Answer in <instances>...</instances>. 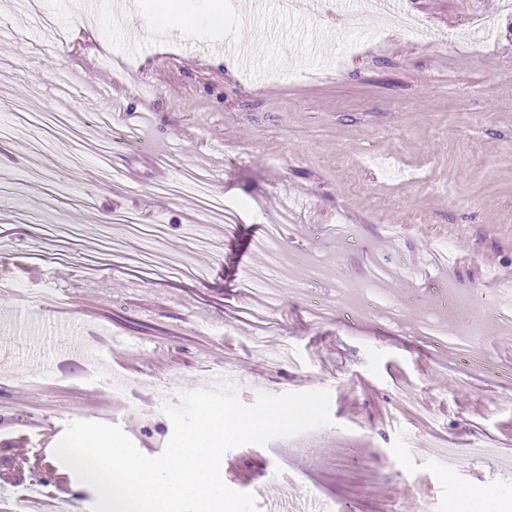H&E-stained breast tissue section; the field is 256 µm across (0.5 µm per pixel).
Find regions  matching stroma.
Listing matches in <instances>:
<instances>
[{
    "instance_id": "35a3bbf8",
    "label": "stroma",
    "mask_w": 512,
    "mask_h": 512,
    "mask_svg": "<svg viewBox=\"0 0 512 512\" xmlns=\"http://www.w3.org/2000/svg\"><path fill=\"white\" fill-rule=\"evenodd\" d=\"M57 31L35 28L18 0H0V174L18 181L21 208L0 202V483L19 492L57 479L73 512L94 490L53 476V448L69 422L119 421L144 453L160 455L172 424L155 384L173 395L242 375L258 393H331L332 425L264 446L229 450L227 485L258 507L308 503L339 512H512V321L488 316L472 347L492 371L461 373L421 338L370 316L320 319L351 276L348 250L323 239L345 216L364 264L420 268L387 277L386 296H431L439 284L487 304L512 282V19L481 40L478 15L499 0H400L432 36L362 10L380 39L341 64L250 76L228 43L219 51L169 34L145 45L144 18L124 30L135 55L113 49L93 14L59 9ZM209 175L236 217L160 198L152 167ZM135 180H126L125 171ZM150 212V243L125 214ZM284 224L288 264L316 254L322 283L283 288L264 322L243 292L244 268L263 264L265 224ZM206 244L183 251V227ZM126 379L115 400L105 380ZM457 449L454 469L438 451Z\"/></svg>"
}]
</instances>
